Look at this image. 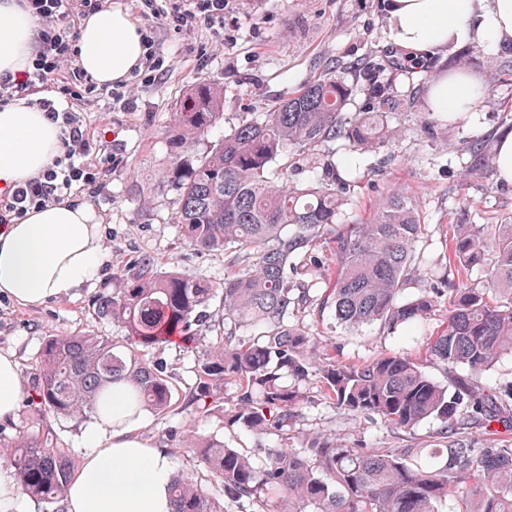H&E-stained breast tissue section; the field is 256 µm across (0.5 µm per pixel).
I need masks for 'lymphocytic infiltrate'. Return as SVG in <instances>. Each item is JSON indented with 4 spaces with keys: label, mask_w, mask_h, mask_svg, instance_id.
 <instances>
[{
    "label": "lymphocytic infiltrate",
    "mask_w": 512,
    "mask_h": 512,
    "mask_svg": "<svg viewBox=\"0 0 512 512\" xmlns=\"http://www.w3.org/2000/svg\"><path fill=\"white\" fill-rule=\"evenodd\" d=\"M108 0H24L37 22L28 67L0 73V106L21 102L44 112L59 129L60 153L51 167L12 189L0 193V224L24 218L34 209L68 198L80 190L97 199L118 159L102 154L97 140L77 106L101 97L128 104L125 91L94 82L75 64L76 42L82 20L102 9ZM158 0H139V13L180 32L204 27L220 30L230 0H177L175 7L159 8Z\"/></svg>",
    "instance_id": "obj_1"
}]
</instances>
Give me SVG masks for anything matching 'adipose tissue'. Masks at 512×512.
<instances>
[{
    "instance_id": "obj_1",
    "label": "adipose tissue",
    "mask_w": 512,
    "mask_h": 512,
    "mask_svg": "<svg viewBox=\"0 0 512 512\" xmlns=\"http://www.w3.org/2000/svg\"><path fill=\"white\" fill-rule=\"evenodd\" d=\"M384 25L390 44L418 57L475 37L500 49L512 45V0H387ZM35 29L19 0H0V72L27 67ZM77 52L78 65L98 84L123 82L141 65L142 30L126 11L102 9L82 25ZM484 93L461 69L437 78L429 100L441 116H456L473 111ZM59 150V131L42 112L0 107V188L41 173ZM104 255L102 226L84 199L30 211L0 227V294L24 307L71 296L93 278ZM21 394L18 363L0 352V420L15 415ZM107 395L109 412L84 431L67 512H171L169 456L143 436L145 410L134 404L133 387L117 382Z\"/></svg>"
}]
</instances>
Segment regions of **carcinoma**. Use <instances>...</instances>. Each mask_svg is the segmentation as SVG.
Segmentation results:
<instances>
[{"mask_svg":"<svg viewBox=\"0 0 512 512\" xmlns=\"http://www.w3.org/2000/svg\"><path fill=\"white\" fill-rule=\"evenodd\" d=\"M386 70L376 62L361 68L365 112L349 111L353 89L328 72L270 111L241 119L187 168L174 165L175 223L195 251L224 252V282L176 268L162 271L140 256L92 303L98 319L124 328V340L79 334L45 339L27 387L34 416L15 436L0 432V459L23 491L64 512L74 463L41 417L93 418L116 382L132 384L142 407L165 412L174 377L154 351L178 342L198 350L187 404L259 442L280 437L257 464L216 437L186 434L224 498L261 512L275 495L282 496L279 512H441L449 500L455 512H512V441L499 438L496 429L484 447L473 448L462 436V427L472 423L512 431V387L476 381L512 353V219L455 225L448 265L458 273L487 267L483 287L460 276L449 288L422 287L427 225L417 203L392 190L369 220L342 221V194L353 169L347 164L341 170L319 154L333 142L358 153L388 146L397 102L382 80ZM223 98L217 84L193 88L173 113L177 135L195 145L223 118ZM460 151L475 174L496 171L497 156L484 143L465 142ZM298 157L320 166L324 177L296 179ZM323 240L332 243L331 270L315 252ZM323 281L331 287H319ZM408 288L419 293L406 298ZM216 301L219 316L211 311ZM443 304V328L427 338L422 358L382 353L346 362L335 342L314 336L306 324L328 312L347 328L376 325L393 333L426 322ZM429 362L467 375L448 387L428 374ZM311 376L343 415L374 418L408 434L425 421L437 422L435 447L349 446L334 434L289 447ZM227 384L236 388L230 404ZM172 512L223 509L187 472L173 476Z\"/></svg>","mask_w":512,"mask_h":512,"instance_id":"carcinoma-1","label":"carcinoma"}]
</instances>
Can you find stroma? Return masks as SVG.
Listing matches in <instances>:
<instances>
[{
    "mask_svg": "<svg viewBox=\"0 0 512 512\" xmlns=\"http://www.w3.org/2000/svg\"><path fill=\"white\" fill-rule=\"evenodd\" d=\"M154 39L165 77L154 82L129 77L126 91L134 111L108 98L90 102L82 110L90 128L108 129L105 148L121 160L92 204L103 224L107 249L96 278L74 295L37 308L18 306L0 295V351L15 354L23 383L33 378L39 349L48 335L90 334L115 341L124 336L118 324L95 316L92 301L101 289L111 287L113 274L133 258L146 254L159 269L175 265L223 281V252L197 253L174 222L178 202L172 162L192 159L237 125L244 113L267 111L288 91L327 71L353 86L366 61L404 56L387 41L382 0H230L223 35L205 28L176 33L158 27ZM200 45L206 48L201 58L195 53ZM452 56L464 57L468 71L485 87L475 111L462 115L454 125L427 123L428 85L413 87L404 76H397L393 89L400 107L392 119L396 141L387 149L358 156L357 179L345 193L342 214L349 222L368 219L388 189L407 190L427 225L423 262L437 277L444 273L455 225L495 224L512 216V184L500 183L492 174H471L459 153L464 142L492 145L499 132L512 130V77H497L503 62L512 60V48L491 51L479 41L453 47L436 54L435 75L447 73ZM206 82L223 86L224 118L190 150L173 129V114L191 88ZM443 321L439 312L425 326L410 325L388 334L375 326L351 330L327 315L314 321L312 329L331 338L343 359L363 362L381 352L422 353L427 334L437 331ZM159 355L175 379L176 392L167 414L147 412L144 436L167 448L174 473L196 472L204 490L222 502L224 512H242L238 504L225 501L218 483L201 469L182 435L188 430L215 435L229 447L249 451L254 440L244 431L226 430L221 419L195 414L186 406L193 353L170 345ZM318 390V383L307 386L309 402L291 440L293 447L321 433L335 434L352 446L406 447L407 436L392 433L373 419L339 414L324 403Z\"/></svg>",
    "mask_w": 512,
    "mask_h": 512,
    "instance_id": "obj_1",
    "label": "stroma"
}]
</instances>
